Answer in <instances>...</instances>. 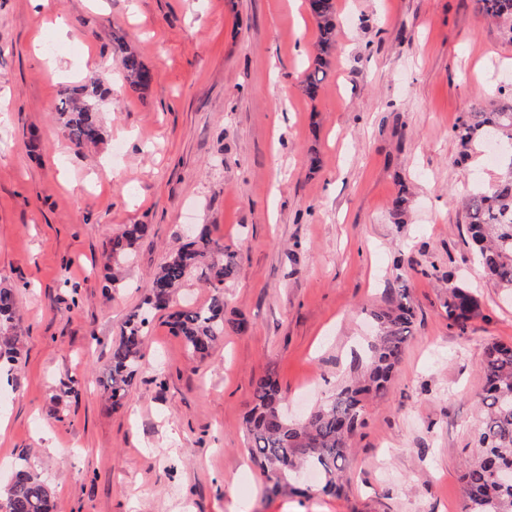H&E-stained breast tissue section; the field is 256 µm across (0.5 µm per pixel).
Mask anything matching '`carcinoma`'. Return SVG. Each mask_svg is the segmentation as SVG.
<instances>
[{"label": "carcinoma", "instance_id": "obj_1", "mask_svg": "<svg viewBox=\"0 0 512 512\" xmlns=\"http://www.w3.org/2000/svg\"><path fill=\"white\" fill-rule=\"evenodd\" d=\"M319 27L318 53L306 76V90L314 96L323 82L327 56L336 44L334 0H310ZM485 17L512 25V0H475ZM121 66L129 88L143 90L152 74L123 37H115ZM83 88L62 95L58 115L68 140L77 148L102 138L98 110L82 98ZM507 141L512 147V97L487 112L466 113L457 138L463 154L472 144L489 138ZM503 175L489 190L468 193L464 207L469 222L466 232L483 273L504 291L512 293V154L503 161ZM147 232L136 224L112 238L110 257L115 265L128 262ZM237 254L218 244L203 228L169 255L147 285L142 306L126 322L118 342L112 346L108 365L113 402L122 401L144 358V329L154 310L168 307L171 296L196 271L213 290L211 302L199 309L175 315L173 329L183 337L187 350L205 358L224 338V286L235 279ZM449 325L465 332L481 315L478 299L467 289L448 287L444 302ZM17 294L0 288V375H11L18 362L16 328ZM415 313L406 289L390 293L385 305L369 312L375 327L367 357L353 369V379L315 406L300 421L284 412L285 397L270 375L260 377L254 387L252 408L246 418L247 451L268 486L277 494L289 491L305 496L308 489L297 483L309 471L320 480V490L337 495L344 488L349 442L364 424L366 402L381 395L398 365L412 333ZM485 384L479 398L478 448L463 473V512H512V484L499 481L498 474L512 471V345L493 342L486 347L480 364ZM5 512H53L54 492L37 475L19 469L4 489Z\"/></svg>", "mask_w": 512, "mask_h": 512}]
</instances>
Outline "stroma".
Returning a JSON list of instances; mask_svg holds the SVG:
<instances>
[{"label": "stroma", "instance_id": "stroma-1", "mask_svg": "<svg viewBox=\"0 0 512 512\" xmlns=\"http://www.w3.org/2000/svg\"><path fill=\"white\" fill-rule=\"evenodd\" d=\"M336 20L311 97L309 0H0V287L21 313L0 460L54 488L56 512H461L480 363L512 345V299L479 271L460 203L498 180L502 154L461 156L456 128L512 95V32L474 0H336ZM116 33L153 75L143 92ZM79 85L104 93V137L83 149L57 114ZM131 224L148 232L109 284L108 243ZM204 227L240 263L223 341L201 360L173 333V311L210 301L189 282L151 314L113 405V342ZM452 285L481 305L463 334L443 308ZM394 288L414 330L350 442L343 493L267 492L244 437L255 380L272 374L304 416L348 380Z\"/></svg>", "mask_w": 512, "mask_h": 512}]
</instances>
